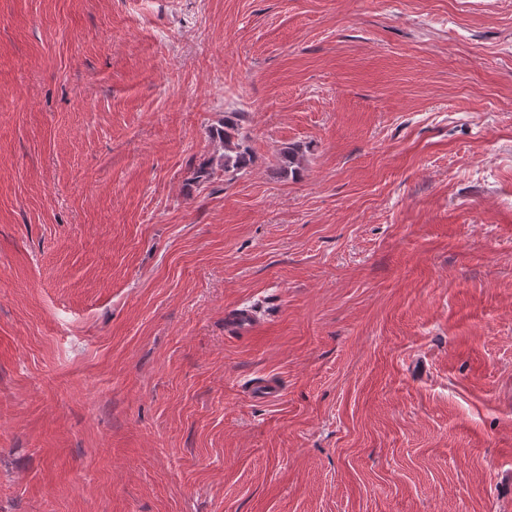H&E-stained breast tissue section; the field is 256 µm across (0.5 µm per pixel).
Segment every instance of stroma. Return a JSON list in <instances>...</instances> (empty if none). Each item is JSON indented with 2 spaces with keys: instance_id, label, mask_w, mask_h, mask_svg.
Wrapping results in <instances>:
<instances>
[{
  "instance_id": "obj_1",
  "label": "stroma",
  "mask_w": 512,
  "mask_h": 512,
  "mask_svg": "<svg viewBox=\"0 0 512 512\" xmlns=\"http://www.w3.org/2000/svg\"><path fill=\"white\" fill-rule=\"evenodd\" d=\"M0 512H512V0H0ZM240 112H233L224 120V132H221L224 141V156L217 165L224 168V174H237L245 171L253 162L251 147L247 143L248 136L240 132Z\"/></svg>"
}]
</instances>
